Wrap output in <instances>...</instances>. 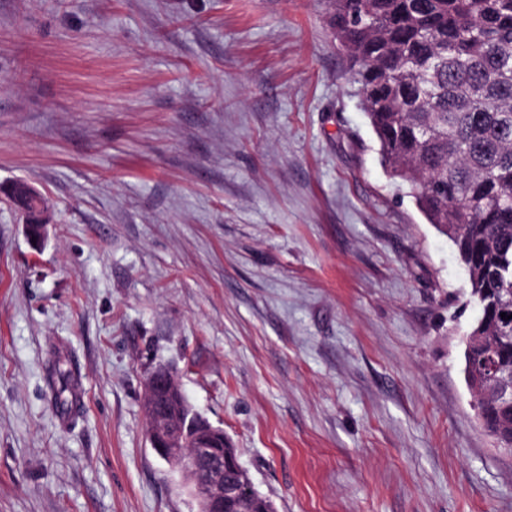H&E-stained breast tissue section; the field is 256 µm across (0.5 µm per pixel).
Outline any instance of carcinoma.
Returning a JSON list of instances; mask_svg holds the SVG:
<instances>
[{
	"label": "carcinoma",
	"mask_w": 512,
	"mask_h": 512,
	"mask_svg": "<svg viewBox=\"0 0 512 512\" xmlns=\"http://www.w3.org/2000/svg\"><path fill=\"white\" fill-rule=\"evenodd\" d=\"M330 26L347 52L378 143L428 223L455 245L478 300L492 292L512 315V0H332ZM496 353L512 366V327L481 310ZM47 386L72 403L70 373L56 362ZM485 430L502 410L474 407ZM258 498L226 512H266Z\"/></svg>",
	"instance_id": "1"
}]
</instances>
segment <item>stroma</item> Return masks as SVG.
I'll return each mask as SVG.
<instances>
[{"instance_id": "obj_1", "label": "stroma", "mask_w": 512, "mask_h": 512, "mask_svg": "<svg viewBox=\"0 0 512 512\" xmlns=\"http://www.w3.org/2000/svg\"><path fill=\"white\" fill-rule=\"evenodd\" d=\"M329 13L0 0V512H196L148 440L161 363L277 512H512L463 374L480 309ZM11 195L14 203L21 208L27 215V224L31 225L34 232L30 235L33 238H37V234L42 232V229L46 226V220L44 218L45 207L40 204L34 210L27 209V202L31 197H36L37 192L35 189L24 182L15 183L11 190ZM47 386L56 404H59L63 409H67L69 404H72L73 389L70 373L63 368L60 360L49 369L47 374ZM69 397H71V399Z\"/></svg>"}]
</instances>
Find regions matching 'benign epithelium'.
<instances>
[{"label":"benign epithelium","instance_id":"benign-epithelium-1","mask_svg":"<svg viewBox=\"0 0 512 512\" xmlns=\"http://www.w3.org/2000/svg\"><path fill=\"white\" fill-rule=\"evenodd\" d=\"M11 195L14 203L25 211L27 224L34 229L31 237H37L46 226L45 207L41 204L34 210L27 209L28 200L37 196V192L31 185L18 182L13 185ZM144 388L151 447L185 474L200 512H224V499L242 491L251 497L256 495L241 464L234 466L236 476H227L225 453L217 450L218 428L209 425L192 438L186 436L179 419L185 398L170 367L154 369L147 376ZM471 390L476 398L512 408V368L487 356L484 370L475 374L471 382Z\"/></svg>","mask_w":512,"mask_h":512}]
</instances>
